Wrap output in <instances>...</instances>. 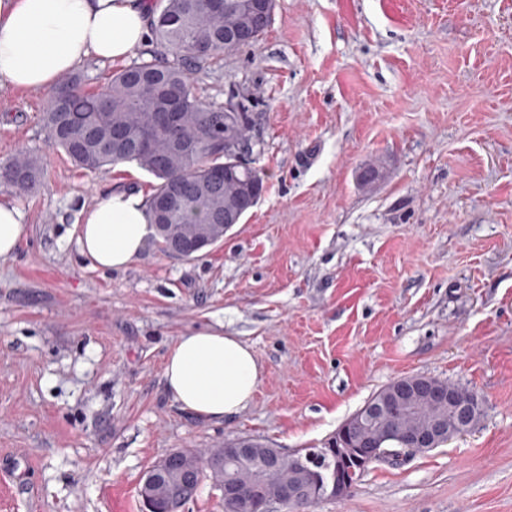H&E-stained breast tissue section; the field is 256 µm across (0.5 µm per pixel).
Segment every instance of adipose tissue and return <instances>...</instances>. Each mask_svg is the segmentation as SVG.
I'll return each mask as SVG.
<instances>
[{
  "mask_svg": "<svg viewBox=\"0 0 512 512\" xmlns=\"http://www.w3.org/2000/svg\"><path fill=\"white\" fill-rule=\"evenodd\" d=\"M152 17L149 0H0V90H49L87 61L126 60L147 41ZM26 219L20 206L0 199V257L16 251ZM76 226L81 255L102 270L130 264L152 233L143 194L112 187L80 208ZM262 377L251 347L218 328L182 334L165 355L169 395L205 421L245 410Z\"/></svg>",
  "mask_w": 512,
  "mask_h": 512,
  "instance_id": "adipose-tissue-1",
  "label": "adipose tissue"
}]
</instances>
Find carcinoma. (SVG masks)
<instances>
[{"mask_svg":"<svg viewBox=\"0 0 512 512\" xmlns=\"http://www.w3.org/2000/svg\"><path fill=\"white\" fill-rule=\"evenodd\" d=\"M251 0H223L212 9L208 0H159L158 15L151 24L152 48L140 51V61L112 74L111 81L97 91L85 92L78 75L65 77L49 99L44 114L47 141L62 150L78 168L96 172L105 167L134 163L153 175L158 183L147 198L150 213L160 202L169 204L166 231H157L158 246L171 255L172 245L184 250L183 259L198 257L197 231L203 224L224 223V209L239 206L243 186L265 189L264 173L251 165L224 169V155L213 148L228 141L246 145L248 105L237 112L204 104L194 90V74L201 64L224 60L230 52L224 32L248 20ZM172 56L173 60L166 59ZM150 82L177 96L181 102L178 133L188 146L176 151L169 132L155 124L156 103L145 92ZM42 167L37 157L21 152L0 163V181L20 193L33 191ZM393 428L357 432L372 436L382 448H395L397 436L409 434L422 421L394 406ZM295 468L283 467L278 482L289 476L313 475L336 465V442L322 448H302ZM203 469L212 474L235 472L237 496L224 502V512H253L255 472L226 459L217 448L205 457Z\"/></svg>","mask_w":512,"mask_h":512,"instance_id":"cac0c4a2","label":"carcinoma"}]
</instances>
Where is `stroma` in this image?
Returning <instances> with one entry per match:
<instances>
[{
	"mask_svg": "<svg viewBox=\"0 0 512 512\" xmlns=\"http://www.w3.org/2000/svg\"><path fill=\"white\" fill-rule=\"evenodd\" d=\"M195 92L250 103L264 196L198 258L151 242L112 272L81 256L78 207L155 178L76 168L46 142L49 92H0V162L43 169L28 194L0 182L28 215L0 257V512H142V475L168 454L321 448L409 375L473 390L483 417L314 512H512V0H277ZM217 325L264 376L247 409L204 422L163 365Z\"/></svg>",
	"mask_w": 512,
	"mask_h": 512,
	"instance_id": "35a3bbf8",
	"label": "stroma"
}]
</instances>
